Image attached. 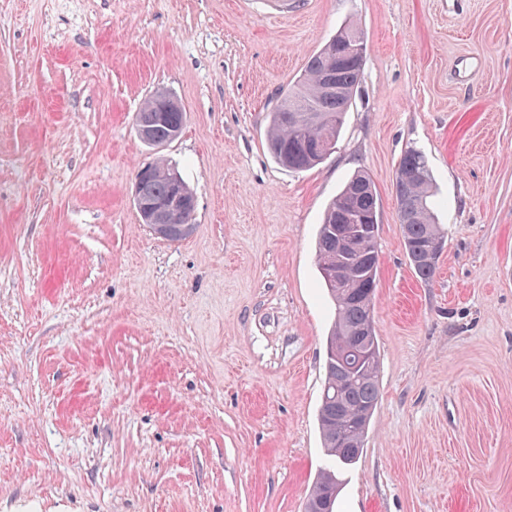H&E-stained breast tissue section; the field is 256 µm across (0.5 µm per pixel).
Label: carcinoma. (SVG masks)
Listing matches in <instances>:
<instances>
[{"mask_svg": "<svg viewBox=\"0 0 512 512\" xmlns=\"http://www.w3.org/2000/svg\"><path fill=\"white\" fill-rule=\"evenodd\" d=\"M360 32L350 26L339 30L317 53L288 88L281 105L271 114L268 148L275 161L289 169L305 171L321 164L335 148L345 112L358 84L364 53L351 50ZM165 124L156 129L161 143L180 130L186 114L167 101ZM173 167L159 163L137 183L143 203L161 204L174 190L168 176ZM395 196L406 253L417 277L431 282L438 262L431 246L443 242L444 233L434 217L432 179L425 157L416 150L400 159L395 174ZM357 215L368 224L379 223V199L370 176L359 171L328 205L317 238V265L336 319L326 342L325 381L318 413L323 448L329 466L318 476L307 499V512H335L341 483L336 467L355 463L363 453L364 439L378 403L379 349L373 328V307L379 266L378 248L360 252L355 266L338 286L328 275L336 264ZM194 211L178 213L167 224L163 238L182 240V225L193 223Z\"/></svg>", "mask_w": 512, "mask_h": 512, "instance_id": "cac0c4a2", "label": "carcinoma"}]
</instances>
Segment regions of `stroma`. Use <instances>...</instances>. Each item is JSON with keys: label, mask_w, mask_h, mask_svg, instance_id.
Instances as JSON below:
<instances>
[{"label": "stroma", "mask_w": 512, "mask_h": 512, "mask_svg": "<svg viewBox=\"0 0 512 512\" xmlns=\"http://www.w3.org/2000/svg\"><path fill=\"white\" fill-rule=\"evenodd\" d=\"M0 0V512H303L334 322L319 224L379 198L380 397L337 512H512V0ZM366 45L334 152L294 171L270 114L344 25ZM164 90L180 137L143 144ZM428 164L435 278L393 188ZM195 229L153 235L141 167ZM160 97H155L147 102L137 112L136 131L142 140H150L154 134V129L162 123L163 115L156 112V104ZM167 100L166 111L167 118L165 124L156 129L154 134V143H162L171 136L173 130L179 131L185 123L186 114L177 104L169 99ZM147 112V113H144ZM146 141H144L146 143ZM151 167L152 172L142 177L137 183V191L135 186L134 205L137 211L141 210L138 200L148 204H161L174 190V184L168 173L175 168L165 163L151 165Z\"/></svg>", "instance_id": "stroma-1"}]
</instances>
